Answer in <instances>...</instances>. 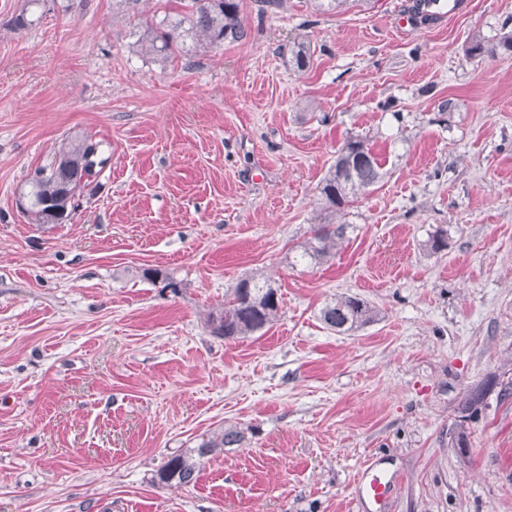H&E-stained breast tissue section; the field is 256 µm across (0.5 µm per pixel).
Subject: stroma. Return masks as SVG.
Segmentation results:
<instances>
[{
	"label": "stroma",
	"instance_id": "stroma-1",
	"mask_svg": "<svg viewBox=\"0 0 512 512\" xmlns=\"http://www.w3.org/2000/svg\"><path fill=\"white\" fill-rule=\"evenodd\" d=\"M414 3L239 0L246 39L154 60L134 33L170 0H0V512H512V56L468 53L512 31V0L400 28ZM357 135L384 176L327 215L320 182ZM84 137L96 186L70 223H30L28 178ZM327 222L341 245L301 260ZM252 274L277 320L211 335ZM341 294L375 320L326 328ZM228 425L243 447L154 483ZM289 62L297 70H304L309 67L314 50L310 41L305 39L294 40L288 49ZM198 440L195 448L171 455L157 471L155 480L165 485L194 484L203 458L217 451H224V448L243 447L247 441V434L243 428L230 426L204 433Z\"/></svg>",
	"mask_w": 512,
	"mask_h": 512
}]
</instances>
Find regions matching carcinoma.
<instances>
[{"mask_svg":"<svg viewBox=\"0 0 512 512\" xmlns=\"http://www.w3.org/2000/svg\"><path fill=\"white\" fill-rule=\"evenodd\" d=\"M178 11L166 13L157 22H147L137 32V52L148 58L172 55L199 56L224 43L238 42L247 36L239 14L237 0H173ZM512 53V32L504 34L497 44L487 46L473 38L471 56ZM289 62L298 69L309 67L314 50L310 41L295 40L288 49ZM99 152V143L91 139L72 140L61 145L55 162L36 170L28 182V200L24 208L33 224H67L73 218L74 200L89 178L100 174L93 168L90 154ZM382 165L362 139L349 138L336 151L320 187L326 209H341L377 184ZM344 234L339 225L330 230L321 225L304 247L303 256L319 263L330 256ZM280 297L277 289L260 282L254 275L241 278L224 305L209 312L206 327L220 322L218 337L244 339L272 324L278 314ZM375 317L370 304L352 295H341L325 304L320 320L338 333L348 332L371 322ZM247 441L245 429L222 427L199 437L197 446L171 455L157 471L162 484L188 486L196 482L201 460L226 448H241Z\"/></svg>","mask_w":512,"mask_h":512,"instance_id":"1","label":"carcinoma"}]
</instances>
